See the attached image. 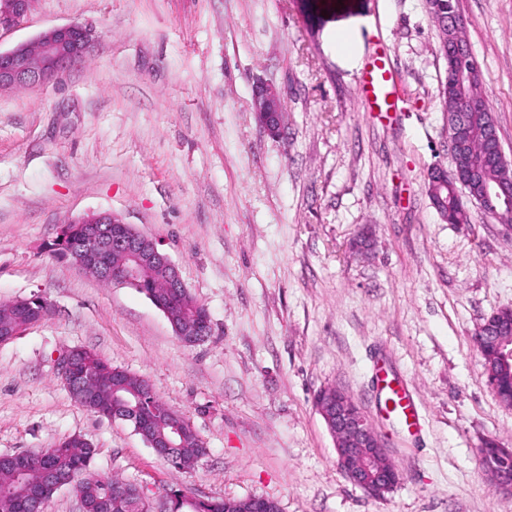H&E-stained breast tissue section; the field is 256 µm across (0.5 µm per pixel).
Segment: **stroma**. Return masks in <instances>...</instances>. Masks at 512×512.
Returning a JSON list of instances; mask_svg holds the SVG:
<instances>
[{"mask_svg":"<svg viewBox=\"0 0 512 512\" xmlns=\"http://www.w3.org/2000/svg\"><path fill=\"white\" fill-rule=\"evenodd\" d=\"M512 159V0H456ZM95 30L56 80L0 93V303L40 296L50 313L0 343V455L79 435L93 468L149 492L263 497L282 512H512L477 455L512 448V409L491 389L475 332L512 308V233L473 210L441 220L426 194L452 168L440 98L446 61L424 0H37L9 50L47 29ZM360 30L337 54L336 28ZM385 47L398 109L370 119L358 89ZM281 91L268 135L253 90ZM111 212L154 238L207 309L189 346L136 289L105 284L56 250L64 223ZM368 231L371 253L349 244ZM77 347L149 381L203 438L191 472L65 386ZM391 368L421 413L389 417L375 369ZM343 388L402 478L368 496L336 465L313 405Z\"/></svg>","mask_w":512,"mask_h":512,"instance_id":"obj_1","label":"stroma"}]
</instances>
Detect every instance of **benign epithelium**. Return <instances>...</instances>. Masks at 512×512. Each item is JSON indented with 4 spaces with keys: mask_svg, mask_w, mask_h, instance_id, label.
<instances>
[{
    "mask_svg": "<svg viewBox=\"0 0 512 512\" xmlns=\"http://www.w3.org/2000/svg\"><path fill=\"white\" fill-rule=\"evenodd\" d=\"M35 2L0 0V30L20 26L30 15ZM92 44V30L73 23L44 32L9 51H0V91L41 86L57 79L82 61ZM451 56L458 76L474 81L478 68L472 63L473 56L464 39L459 38L452 43ZM253 109L268 134L280 135L284 105L277 88L263 83L256 86ZM468 119V109L464 107L448 113V134L454 157L462 151L458 131ZM446 175L448 170L443 167H435L427 175L430 201L440 214L443 213L444 200L439 186L443 185ZM470 200L482 211L499 216L505 209L512 210V181L487 182ZM69 226L68 235L79 239L80 248L71 247L65 254L97 278L138 289L144 287L141 280L143 270L155 266L166 273L163 287L186 288L177 266L159 248V244L120 217L110 212L91 213L70 221ZM116 256L121 257V262H113ZM496 358L501 365L512 367V337L499 339ZM59 365L68 390L84 400L91 399L96 388L95 377L74 374L73 353L66 352ZM486 372L499 402L511 407L512 382L490 364L486 365ZM314 407L333 438L337 465L348 480L373 497L380 498L390 492L401 480V473L364 409L339 387L319 390L314 397ZM106 417L129 423L160 457L166 456L168 449L178 447L181 431L176 428L169 437L153 435L137 405L122 403L106 413ZM496 453L497 456L492 457L488 455L487 448L481 447L479 460L494 490L511 498L512 470L499 465L498 459L512 457V448H498Z\"/></svg>",
    "mask_w": 512,
    "mask_h": 512,
    "instance_id": "7a95c632",
    "label": "benign epithelium"
}]
</instances>
